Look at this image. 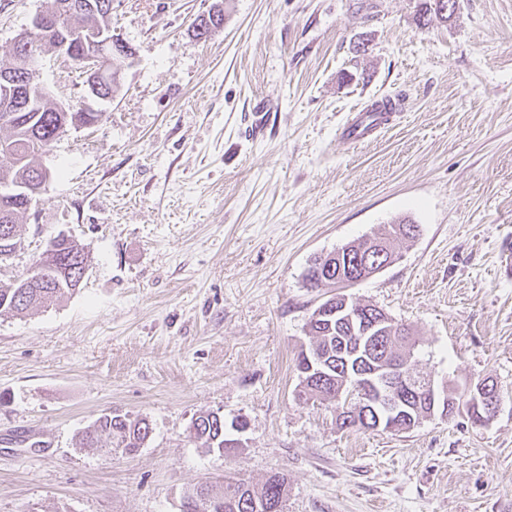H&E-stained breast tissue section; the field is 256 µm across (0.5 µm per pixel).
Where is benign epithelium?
<instances>
[{"label":"benign epithelium","mask_w":512,"mask_h":512,"mask_svg":"<svg viewBox=\"0 0 512 512\" xmlns=\"http://www.w3.org/2000/svg\"><path fill=\"white\" fill-rule=\"evenodd\" d=\"M62 9L72 14L91 10L104 16L106 24L100 29L88 32L87 36L79 37L82 56L81 65L88 74L86 94L90 98L107 100L110 98L108 89L112 84L119 83L122 72H117L114 79L104 78L105 70L112 63V56L120 55L124 59L132 56V48L122 41L112 37V25L107 23L112 14V3L108 0H67ZM64 17L60 14L38 13L32 20L31 33L56 32L57 53L63 56L74 54V35L63 24ZM41 71L27 64L17 65L7 63L0 67V108L13 113L21 112L30 105L28 97L22 94L23 85H31L40 79ZM57 111L61 112L60 122L62 128H87L96 124L94 115L87 112L76 113L73 107L63 103H56ZM51 178L50 171L45 167H38L25 181H15L9 177L0 179V197L10 200H21L26 207L40 200L45 186ZM316 317L329 320L336 318V323L350 326V335L354 336L357 350L361 351L368 344L370 337L389 331L387 319L368 321L361 316L356 302L348 295L336 299V306L320 308ZM384 368H372L366 371H355L352 374L354 381L361 384L362 392L359 406L364 412L375 415V429L395 431L400 423L415 422L420 413L419 406L414 404V398L422 396L430 404V414L449 417L448 411L458 410V406L448 407L445 382L436 379L435 375L418 370H409L402 374L405 392L397 393L391 398H384L377 391L375 382Z\"/></svg>","instance_id":"1"}]
</instances>
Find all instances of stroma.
I'll return each mask as SVG.
<instances>
[{
	"label": "stroma",
	"instance_id": "1",
	"mask_svg": "<svg viewBox=\"0 0 512 512\" xmlns=\"http://www.w3.org/2000/svg\"><path fill=\"white\" fill-rule=\"evenodd\" d=\"M112 0L133 55L104 118L67 128L22 218V274L63 232L88 270L46 308L0 316V512H179L185 488L288 479L285 512H512V0ZM47 0H0V58ZM223 25L195 35L213 9ZM43 82L79 106L63 56ZM392 99L370 143L347 113ZM274 113L255 131L253 115ZM397 219L399 258L347 293L408 324L419 369L490 377L496 417L407 432L336 424L297 396L295 361L326 294L311 262ZM245 416L209 452L196 413ZM146 416L134 454L81 447L104 413Z\"/></svg>",
	"mask_w": 512,
	"mask_h": 512
}]
</instances>
